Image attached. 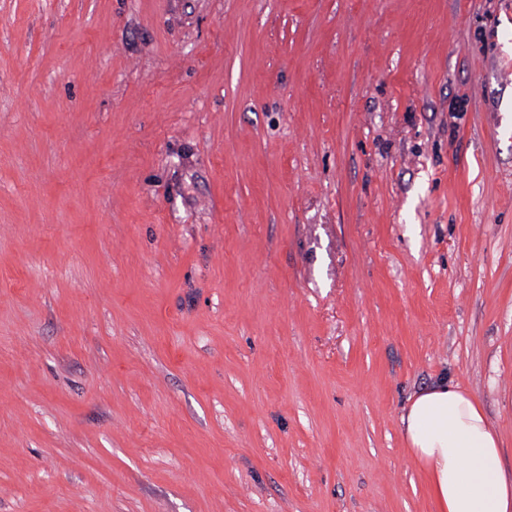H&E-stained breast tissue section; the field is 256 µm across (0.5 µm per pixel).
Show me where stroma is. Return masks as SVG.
I'll return each mask as SVG.
<instances>
[{"label": "stroma", "mask_w": 512, "mask_h": 512, "mask_svg": "<svg viewBox=\"0 0 512 512\" xmlns=\"http://www.w3.org/2000/svg\"><path fill=\"white\" fill-rule=\"evenodd\" d=\"M512 475V0H0V512H436ZM400 422L405 448L424 471L437 512L512 511L500 436L478 399L440 381L408 398Z\"/></svg>", "instance_id": "35a3bbf8"}]
</instances>
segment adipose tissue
<instances>
[{
	"label": "adipose tissue",
	"instance_id": "ef3b65f1",
	"mask_svg": "<svg viewBox=\"0 0 512 512\" xmlns=\"http://www.w3.org/2000/svg\"><path fill=\"white\" fill-rule=\"evenodd\" d=\"M400 422L438 512H512L500 436L478 399L441 381L411 395Z\"/></svg>",
	"mask_w": 512,
	"mask_h": 512
}]
</instances>
